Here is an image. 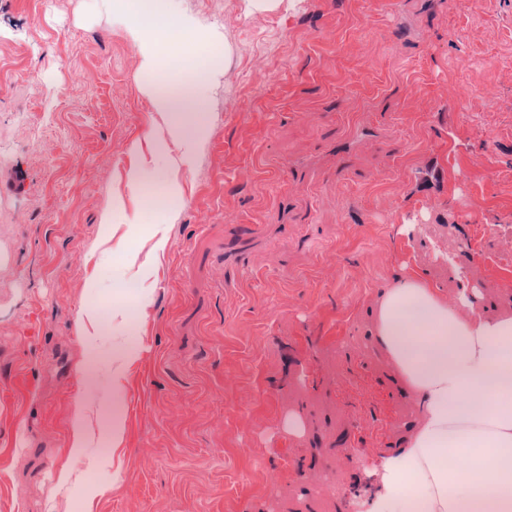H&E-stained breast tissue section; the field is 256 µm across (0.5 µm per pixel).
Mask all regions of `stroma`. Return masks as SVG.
I'll list each match as a JSON object with an SVG mask.
<instances>
[{"mask_svg": "<svg viewBox=\"0 0 512 512\" xmlns=\"http://www.w3.org/2000/svg\"><path fill=\"white\" fill-rule=\"evenodd\" d=\"M185 15L149 74L110 0H0V512H344L416 418L376 291L512 292V0ZM192 54L188 148L144 87Z\"/></svg>", "mask_w": 512, "mask_h": 512, "instance_id": "35a3bbf8", "label": "stroma"}]
</instances>
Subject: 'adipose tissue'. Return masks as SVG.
Here are the masks:
<instances>
[{
    "label": "adipose tissue",
    "mask_w": 512,
    "mask_h": 512,
    "mask_svg": "<svg viewBox=\"0 0 512 512\" xmlns=\"http://www.w3.org/2000/svg\"><path fill=\"white\" fill-rule=\"evenodd\" d=\"M151 0H114L151 72L196 35L172 29ZM176 138L195 144L205 86L148 84ZM490 311L463 283L455 300L404 269L377 293L374 340L412 394L418 419L397 447L380 452V486L368 512H512V295Z\"/></svg>",
    "instance_id": "obj_1"
}]
</instances>
